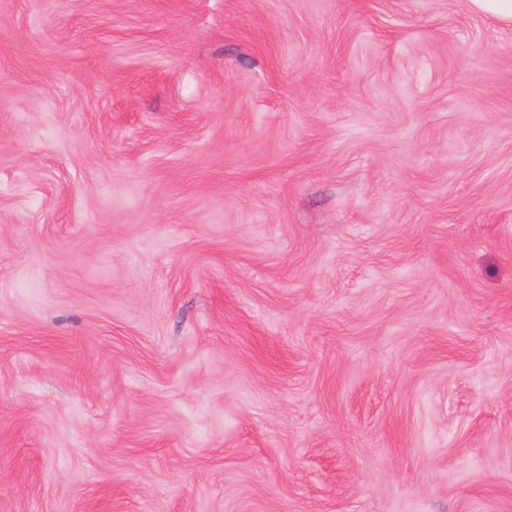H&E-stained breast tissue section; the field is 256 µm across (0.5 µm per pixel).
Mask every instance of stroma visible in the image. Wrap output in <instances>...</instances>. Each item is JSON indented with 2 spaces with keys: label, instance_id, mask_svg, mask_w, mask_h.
<instances>
[{
  "label": "stroma",
  "instance_id": "1",
  "mask_svg": "<svg viewBox=\"0 0 512 512\" xmlns=\"http://www.w3.org/2000/svg\"><path fill=\"white\" fill-rule=\"evenodd\" d=\"M0 512H512V25L0 0Z\"/></svg>",
  "mask_w": 512,
  "mask_h": 512
}]
</instances>
